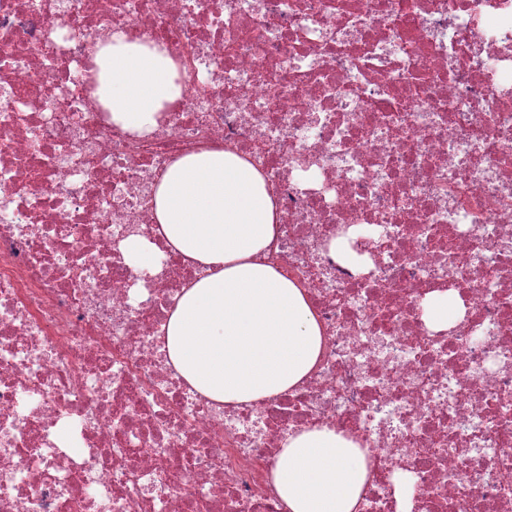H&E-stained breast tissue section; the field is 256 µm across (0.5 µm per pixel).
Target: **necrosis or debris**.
Returning <instances> with one entry per match:
<instances>
[{"instance_id": "1", "label": "necrosis or debris", "mask_w": 512, "mask_h": 512, "mask_svg": "<svg viewBox=\"0 0 512 512\" xmlns=\"http://www.w3.org/2000/svg\"><path fill=\"white\" fill-rule=\"evenodd\" d=\"M116 29L189 77L147 136L85 80ZM213 148L262 173L280 221L258 260L323 335L250 404L165 349L198 271L152 187ZM367 225L361 264L332 254ZM132 228L157 273L126 263ZM437 291L462 304L444 330ZM314 426L372 454L357 512H512V0H0V512H285L280 448ZM424 318L436 330L447 329L461 312V303L450 293H434L424 301Z\"/></svg>"}]
</instances>
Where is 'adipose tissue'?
<instances>
[{
	"label": "adipose tissue",
	"mask_w": 512,
	"mask_h": 512,
	"mask_svg": "<svg viewBox=\"0 0 512 512\" xmlns=\"http://www.w3.org/2000/svg\"><path fill=\"white\" fill-rule=\"evenodd\" d=\"M91 53L96 95L121 131L153 132L188 87L164 47L125 31ZM152 212L173 251L201 270L166 326L175 369L224 404L269 398L305 378L322 331L301 289L258 260L279 224L260 171L221 149L182 156L154 184ZM370 466L359 444L313 427L283 442L273 482L286 512H356Z\"/></svg>",
	"instance_id": "adipose-tissue-1"
}]
</instances>
